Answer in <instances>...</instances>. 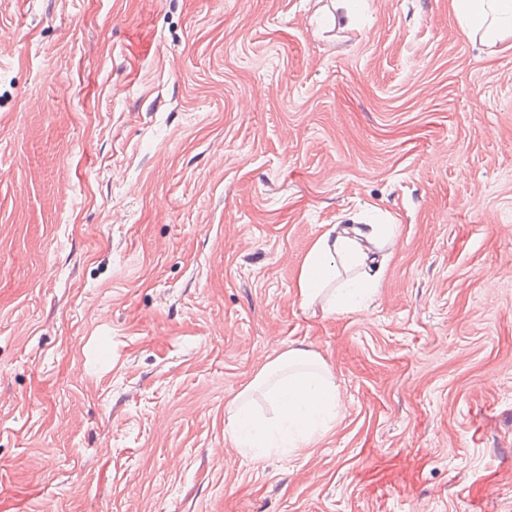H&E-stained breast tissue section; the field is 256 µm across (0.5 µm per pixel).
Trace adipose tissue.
<instances>
[{"label": "adipose tissue", "instance_id": "1", "mask_svg": "<svg viewBox=\"0 0 512 512\" xmlns=\"http://www.w3.org/2000/svg\"><path fill=\"white\" fill-rule=\"evenodd\" d=\"M453 14L468 34L488 44L512 35V0H450ZM397 245L387 224H350L331 229L313 243L299 272L297 288L311 302L338 266H355L359 275L334 289L327 309L349 313L362 309L381 280L387 255ZM263 392L272 403L270 420L258 419L251 398ZM341 408L330 366L312 351L295 347L268 361L227 411L226 430L240 453L277 450L289 454L310 447L336 422Z\"/></svg>", "mask_w": 512, "mask_h": 512}]
</instances>
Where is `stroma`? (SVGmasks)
<instances>
[{"label":"stroma","mask_w":512,"mask_h":512,"mask_svg":"<svg viewBox=\"0 0 512 512\" xmlns=\"http://www.w3.org/2000/svg\"><path fill=\"white\" fill-rule=\"evenodd\" d=\"M0 512H512V38L450 0H0ZM393 225L362 310L296 288ZM304 347L345 409L239 454ZM396 235L388 224L336 226L313 243L299 272L297 288L303 301L319 298L339 265L355 266L359 275L335 288L327 299V310L349 313L361 310L365 299L376 290L386 259L396 248ZM386 250V253L383 251Z\"/></svg>","instance_id":"obj_1"}]
</instances>
